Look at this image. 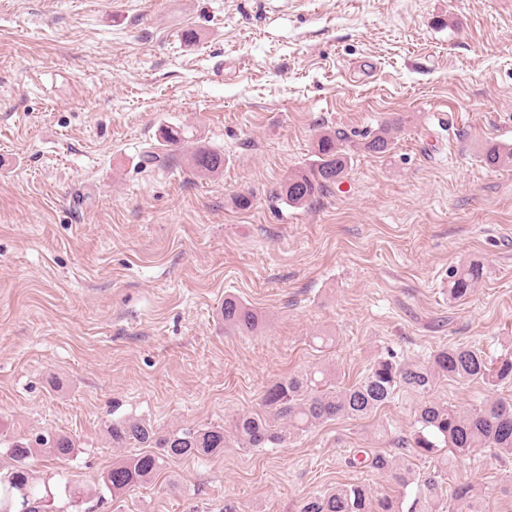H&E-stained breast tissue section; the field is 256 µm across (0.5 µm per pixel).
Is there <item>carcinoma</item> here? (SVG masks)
Segmentation results:
<instances>
[{
	"instance_id": "obj_1",
	"label": "carcinoma",
	"mask_w": 512,
	"mask_h": 512,
	"mask_svg": "<svg viewBox=\"0 0 512 512\" xmlns=\"http://www.w3.org/2000/svg\"><path fill=\"white\" fill-rule=\"evenodd\" d=\"M402 125L392 117L374 131L352 140L345 133L326 130L317 137L314 159L293 172L281 192L289 204H310L318 195L341 182L356 151L385 154L392 149L394 134ZM481 162L491 169L512 166V145L486 146ZM191 168L201 175L224 169V154L199 148L190 155ZM483 278L478 262L460 265L449 272L448 299L469 298ZM224 324L254 333L261 328L262 315L235 297L224 298ZM476 381L495 389L512 384V351L490 359L471 345L451 344L433 352L425 364L403 362L389 353L373 361L353 385H339L326 369L290 374L270 385L261 398V410L236 414L223 425L158 431L139 418H120L109 425L114 448H138L112 464L101 475L102 484L119 495L154 478L169 458L216 457L224 454L229 437L241 448L276 447L337 417L364 419L401 394L420 398L415 411L412 447L418 455L435 460L433 470L419 475L408 463L375 452L363 459L366 466L385 475L404 489L417 483L411 503L405 495L375 496L361 483L340 484L303 500L298 512H483L480 498L468 483L443 485L457 464L477 448H490L499 458L512 457V399L488 398L467 409H459L433 398L441 380ZM14 464L0 471V509L9 503L36 505L33 512H52L53 493L40 486L29 461L40 454L57 459L75 451L74 441L65 435L50 436L44 443L16 438L5 444ZM161 452L156 453L154 449Z\"/></svg>"
}]
</instances>
